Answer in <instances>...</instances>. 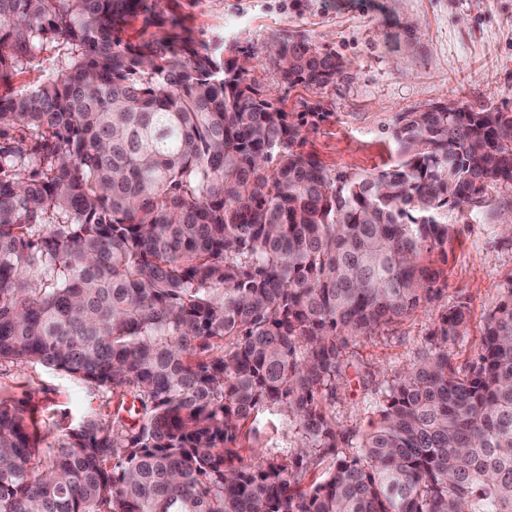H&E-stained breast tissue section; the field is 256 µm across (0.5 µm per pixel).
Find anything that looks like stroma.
Segmentation results:
<instances>
[{
    "label": "stroma",
    "instance_id": "35a3bbf8",
    "mask_svg": "<svg viewBox=\"0 0 512 512\" xmlns=\"http://www.w3.org/2000/svg\"><path fill=\"white\" fill-rule=\"evenodd\" d=\"M160 8L205 43L260 49L279 36L304 37L341 57L344 76L324 88L284 85L262 56L247 72L248 82L282 99L287 111L324 113L304 128L302 149L333 173L371 174L391 164L398 113L448 101L512 112V0H161ZM508 214L510 182L490 185L479 206L450 211L457 235L447 255L426 260L441 272L442 293L415 315L350 340L348 378L337 383L331 405L342 429L359 435L376 425L372 400L425 351L440 315L452 307L467 314L453 363L462 369L473 359L512 274V235L501 230ZM1 396L25 400L54 439L60 420L112 414L107 389L20 360L0 361Z\"/></svg>",
    "mask_w": 512,
    "mask_h": 512
}]
</instances>
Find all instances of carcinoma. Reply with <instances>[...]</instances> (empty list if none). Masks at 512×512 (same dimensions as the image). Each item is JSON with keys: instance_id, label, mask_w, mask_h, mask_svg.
I'll return each instance as SVG.
<instances>
[{"instance_id": "1", "label": "carcinoma", "mask_w": 512, "mask_h": 512, "mask_svg": "<svg viewBox=\"0 0 512 512\" xmlns=\"http://www.w3.org/2000/svg\"><path fill=\"white\" fill-rule=\"evenodd\" d=\"M137 18L166 32L123 40ZM269 55L290 87L345 73L305 38ZM254 57L199 45L159 0H0V85L44 72L0 93V361L113 397L56 446L0 399V512H512V275L470 364L454 306L371 432L320 401L349 339L442 292L424 259L448 254V211L512 182V113L400 112L402 160L333 174L301 150L325 113L247 82ZM265 414L297 447L245 463Z\"/></svg>"}]
</instances>
